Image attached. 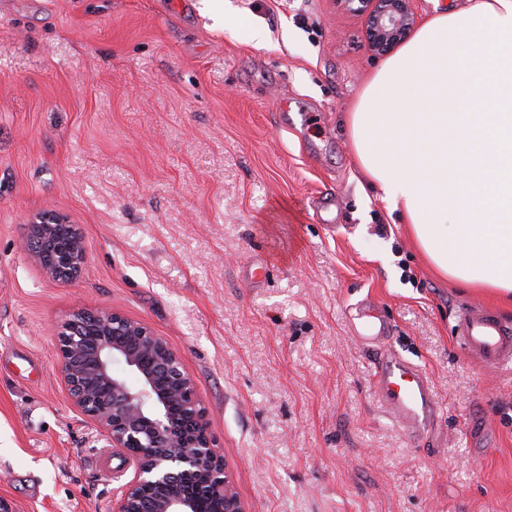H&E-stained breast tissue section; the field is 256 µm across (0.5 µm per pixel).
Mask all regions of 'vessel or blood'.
Listing matches in <instances>:
<instances>
[{
    "label": "vessel or blood",
    "mask_w": 512,
    "mask_h": 512,
    "mask_svg": "<svg viewBox=\"0 0 512 512\" xmlns=\"http://www.w3.org/2000/svg\"><path fill=\"white\" fill-rule=\"evenodd\" d=\"M357 332L365 344L384 339L386 327L374 309L357 315ZM455 334L466 351L488 367L512 363V321L489 308L473 304L459 316ZM377 387L384 406L404 426L421 429L436 413L431 382L421 369L397 356H389L376 373Z\"/></svg>",
    "instance_id": "b4317fda"
}]
</instances>
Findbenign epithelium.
I'll use <instances>...</instances> for the list:
<instances>
[{"label":"benign epithelium","instance_id":"1","mask_svg":"<svg viewBox=\"0 0 512 512\" xmlns=\"http://www.w3.org/2000/svg\"><path fill=\"white\" fill-rule=\"evenodd\" d=\"M364 17L368 45L385 55L414 28L413 0H338ZM24 245L45 275L72 282L87 262L79 225L54 210L35 213ZM60 375L72 405L136 462V474L109 512H245L224 457L213 448L205 411L180 357L149 326L119 312L84 309L56 329ZM121 364L135 377L114 373Z\"/></svg>","mask_w":512,"mask_h":512}]
</instances>
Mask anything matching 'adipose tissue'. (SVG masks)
<instances>
[{
	"label": "adipose tissue",
	"instance_id": "adipose-tissue-1",
	"mask_svg": "<svg viewBox=\"0 0 512 512\" xmlns=\"http://www.w3.org/2000/svg\"><path fill=\"white\" fill-rule=\"evenodd\" d=\"M342 122L363 178L439 274L512 300V0L435 9Z\"/></svg>",
	"mask_w": 512,
	"mask_h": 512
}]
</instances>
